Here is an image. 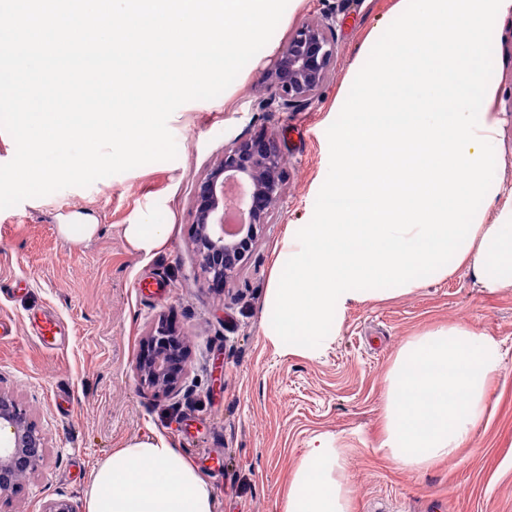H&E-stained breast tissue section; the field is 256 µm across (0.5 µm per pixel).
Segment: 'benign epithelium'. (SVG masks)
Segmentation results:
<instances>
[{
  "instance_id": "obj_1",
  "label": "benign epithelium",
  "mask_w": 512,
  "mask_h": 512,
  "mask_svg": "<svg viewBox=\"0 0 512 512\" xmlns=\"http://www.w3.org/2000/svg\"><path fill=\"white\" fill-rule=\"evenodd\" d=\"M336 17L297 25L262 74L263 112H298L319 101L336 57ZM243 182L247 195L235 230L224 222V187ZM280 136L262 131L249 139H233L224 155L198 180L193 196L191 241L207 285L225 287L254 250L264 225L278 219L284 200ZM133 370L140 383L157 393L179 391L184 375V351L179 333L158 320L142 338ZM0 499L15 493L21 482L45 461L47 438L15 395L0 387Z\"/></svg>"
}]
</instances>
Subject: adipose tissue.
I'll return each instance as SVG.
<instances>
[{"mask_svg": "<svg viewBox=\"0 0 512 512\" xmlns=\"http://www.w3.org/2000/svg\"><path fill=\"white\" fill-rule=\"evenodd\" d=\"M171 225L134 217L122 237L137 252L162 249ZM499 342L464 325L408 340L385 377L384 425L376 450L408 470L456 457L484 418L489 378L502 366ZM345 449L319 435L303 448L283 512H353ZM85 512H212L207 483L164 439L137 440L93 473Z\"/></svg>", "mask_w": 512, "mask_h": 512, "instance_id": "adipose-tissue-1", "label": "adipose tissue"}]
</instances>
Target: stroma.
<instances>
[{
  "label": "stroma",
  "instance_id": "1",
  "mask_svg": "<svg viewBox=\"0 0 512 512\" xmlns=\"http://www.w3.org/2000/svg\"><path fill=\"white\" fill-rule=\"evenodd\" d=\"M399 0H302L276 28L271 44L287 41L302 21L336 17V60L315 107L263 112L258 52L224 95L185 103L168 125L178 154L115 174L34 206L0 210V317L11 319L0 340V388L17 395L49 438L42 469L0 512H42L64 500L84 504L93 470L127 443L162 438L208 483L213 512H283L284 494L300 450L319 434L345 449L354 512H512V292L491 295L468 270L429 280L412 292L355 302L337 339L319 359L277 348L264 312L276 257L289 232L308 223L329 165L326 130L339 115L355 78L351 66L395 19ZM496 95L501 121L496 167L480 208L494 223L512 195V16L493 31ZM280 130L285 201L227 289L200 276L189 241L197 181L224 153L225 142ZM89 209L100 231L75 245L58 231V214ZM173 225L167 246L132 251L122 224L136 212ZM53 316V344L35 338L32 317ZM171 320L189 351L181 393L143 388L132 362L159 318ZM464 324L494 336L504 360L487 389L488 414L456 459L409 471L375 451L383 421L385 376L411 337Z\"/></svg>",
  "mask_w": 512,
  "mask_h": 512
}]
</instances>
